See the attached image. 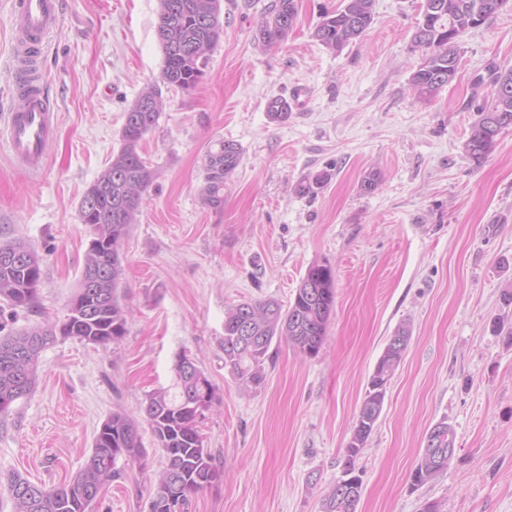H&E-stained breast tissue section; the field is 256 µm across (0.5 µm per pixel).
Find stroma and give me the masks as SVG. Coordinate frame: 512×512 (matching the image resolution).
<instances>
[{"mask_svg": "<svg viewBox=\"0 0 512 512\" xmlns=\"http://www.w3.org/2000/svg\"><path fill=\"white\" fill-rule=\"evenodd\" d=\"M273 0H221L224 33L190 91L162 90L165 108L140 143L154 169L120 253L127 313L120 344L60 338L40 357L34 390L0 424V512L9 475L56 486L91 453L113 410L138 415L171 386L179 354L215 388L199 424L222 471L186 512H322L340 477L367 382L389 337L411 339L357 459V512H512V128L474 163L464 143L491 92L489 67L512 68V11L461 38L456 79L428 101L410 76L422 0H375L374 21L342 51L312 37L341 0H297L286 44L257 38ZM13 0H0V118L17 107L10 64ZM158 0H61L42 74L58 131L39 172L0 140V242L42 257L32 308L0 300V332L62 321L92 232L87 187L121 147L124 114L160 80ZM284 96L288 122L266 103ZM220 140L243 151L224 203L205 204L202 160ZM373 193L360 190L370 170ZM329 173L317 195L295 191ZM327 263L336 297L315 357L272 344L261 388L224 367V311L242 300L289 304L307 268ZM447 421L456 451L434 481L412 486L430 428ZM144 458L104 489L92 512H148L165 457L141 426Z\"/></svg>", "mask_w": 512, "mask_h": 512, "instance_id": "1", "label": "stroma"}]
</instances>
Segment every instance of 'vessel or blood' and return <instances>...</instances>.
<instances>
[{
  "mask_svg": "<svg viewBox=\"0 0 512 512\" xmlns=\"http://www.w3.org/2000/svg\"><path fill=\"white\" fill-rule=\"evenodd\" d=\"M59 19L60 0H19L12 16V67L21 105L8 113L1 130L13 157L35 171L41 168L57 129V115L43 83L41 56L47 38L59 28Z\"/></svg>",
  "mask_w": 512,
  "mask_h": 512,
  "instance_id": "vessel-or-blood-1",
  "label": "vessel or blood"
}]
</instances>
